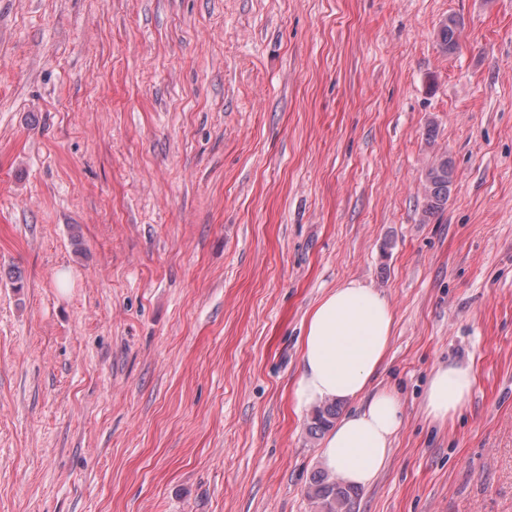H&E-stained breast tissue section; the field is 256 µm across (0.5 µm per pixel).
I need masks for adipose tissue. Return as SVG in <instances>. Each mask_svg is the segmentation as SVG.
<instances>
[{
	"instance_id": "1",
	"label": "adipose tissue",
	"mask_w": 512,
	"mask_h": 512,
	"mask_svg": "<svg viewBox=\"0 0 512 512\" xmlns=\"http://www.w3.org/2000/svg\"><path fill=\"white\" fill-rule=\"evenodd\" d=\"M389 300L358 280L329 290L307 316L300 373L292 388L295 410L327 401H359L357 410L327 432L319 452L323 468L354 488L368 487L386 467L403 425V407L391 389H372L394 329ZM474 385L469 368L447 366L432 375L425 410L432 420L453 418Z\"/></svg>"
}]
</instances>
